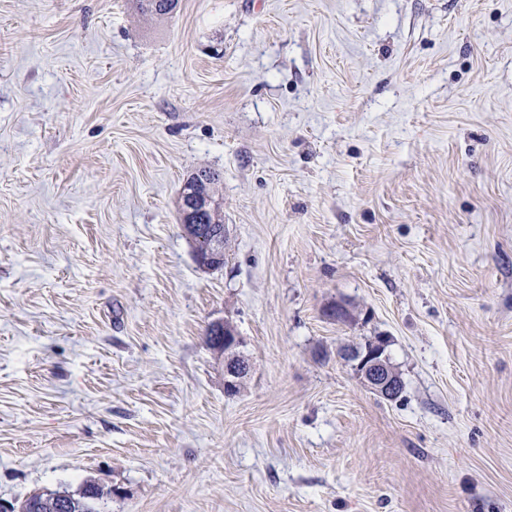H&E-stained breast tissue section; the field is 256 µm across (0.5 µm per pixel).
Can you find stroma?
<instances>
[{"instance_id":"stroma-1","label":"stroma","mask_w":512,"mask_h":512,"mask_svg":"<svg viewBox=\"0 0 512 512\" xmlns=\"http://www.w3.org/2000/svg\"><path fill=\"white\" fill-rule=\"evenodd\" d=\"M378 336L394 401L343 356ZM90 481L98 512H512V0H0V500ZM198 176L203 179L199 180ZM189 179L192 180L191 182H199L194 183L198 192L212 194L213 197L195 193L188 188V182H185L180 192L182 226L195 244V257L199 266L205 269H216L221 263L222 266L224 265V213L214 212L218 207L223 208V200L215 198L219 196L220 175L211 169H201ZM199 220L200 223L196 224ZM201 224H207V226L210 224V226L207 230H203ZM209 336H217L215 339L216 349L224 353V389L233 391L250 371L249 361L243 356L238 348L241 345L240 337L236 329L229 321L214 322L209 327Z\"/></svg>"}]
</instances>
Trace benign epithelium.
I'll return each instance as SVG.
<instances>
[{
    "label": "benign epithelium",
    "instance_id": "benign-epithelium-1",
    "mask_svg": "<svg viewBox=\"0 0 512 512\" xmlns=\"http://www.w3.org/2000/svg\"><path fill=\"white\" fill-rule=\"evenodd\" d=\"M180 195L181 222L195 244L197 263L205 269L218 268L224 257V225L212 224L204 230L198 221L203 215L222 207L223 200L196 193L189 189L187 183L181 188ZM209 332L215 337L216 349L224 354V389L232 391L250 371L249 361L238 351L240 337L234 325L226 320L212 323ZM344 357L354 362L365 385L380 397L394 400L401 394L402 379L396 369L388 364L383 342L375 341L362 350L347 349Z\"/></svg>",
    "mask_w": 512,
    "mask_h": 512
}]
</instances>
